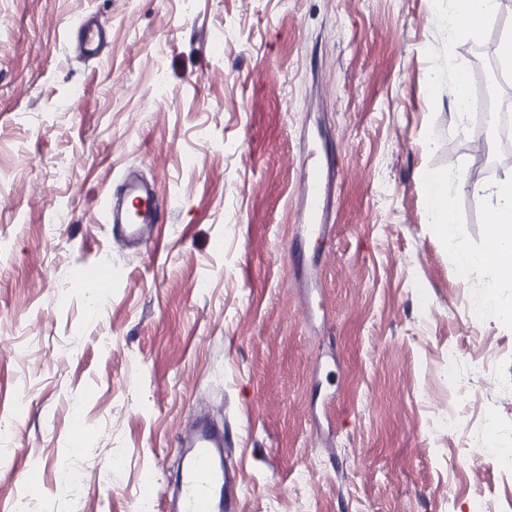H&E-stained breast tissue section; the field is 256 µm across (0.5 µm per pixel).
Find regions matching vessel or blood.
Returning a JSON list of instances; mask_svg holds the SVG:
<instances>
[{"label":"vessel or blood","instance_id":"vessel-or-blood-1","mask_svg":"<svg viewBox=\"0 0 512 512\" xmlns=\"http://www.w3.org/2000/svg\"><path fill=\"white\" fill-rule=\"evenodd\" d=\"M107 43L105 24L96 16H84L68 36L76 57L99 59ZM321 158L306 166L302 178L300 219L307 232L319 240L331 237L333 165L336 143L323 134ZM109 221L116 240L129 248L149 247L153 232L165 219V207L154 184L133 172L126 173L110 197ZM78 276L85 287L105 293L112 285L111 268L84 265ZM184 460L178 486V512H234L235 475L224 461V429L209 420L197 421L180 448Z\"/></svg>","mask_w":512,"mask_h":512}]
</instances>
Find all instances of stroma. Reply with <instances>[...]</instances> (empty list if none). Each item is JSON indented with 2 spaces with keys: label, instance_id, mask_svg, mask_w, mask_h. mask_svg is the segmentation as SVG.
<instances>
[{
  "label": "stroma",
  "instance_id": "obj_1",
  "mask_svg": "<svg viewBox=\"0 0 512 512\" xmlns=\"http://www.w3.org/2000/svg\"><path fill=\"white\" fill-rule=\"evenodd\" d=\"M450 6L0 0V512H165L202 412L238 512H472L478 495L512 512V480L465 451L473 432L512 449V288L461 275L424 179L447 171L455 236L479 252L490 201L472 187L512 178V157H475L448 89L498 56L512 0L478 45L449 34ZM89 12L112 31L95 63L67 47ZM317 128L336 140L322 254L296 210ZM128 169L168 203L152 251L105 229ZM86 263L122 271L91 310Z\"/></svg>",
  "mask_w": 512,
  "mask_h": 512
}]
</instances>
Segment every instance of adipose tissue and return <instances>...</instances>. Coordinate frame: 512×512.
Here are the masks:
<instances>
[{"label": "adipose tissue", "mask_w": 512, "mask_h": 512, "mask_svg": "<svg viewBox=\"0 0 512 512\" xmlns=\"http://www.w3.org/2000/svg\"><path fill=\"white\" fill-rule=\"evenodd\" d=\"M455 8L446 23L449 32L465 33L471 38L481 36L488 19L497 11L499 0H454ZM426 200L427 210L438 234L447 242H454L455 222L452 200L448 195L447 173H431ZM494 204L487 213L488 236L484 250L479 254L460 251L459 269L468 273L481 267L497 285L512 284V180L499 183L493 190Z\"/></svg>", "instance_id": "adipose-tissue-1"}]
</instances>
